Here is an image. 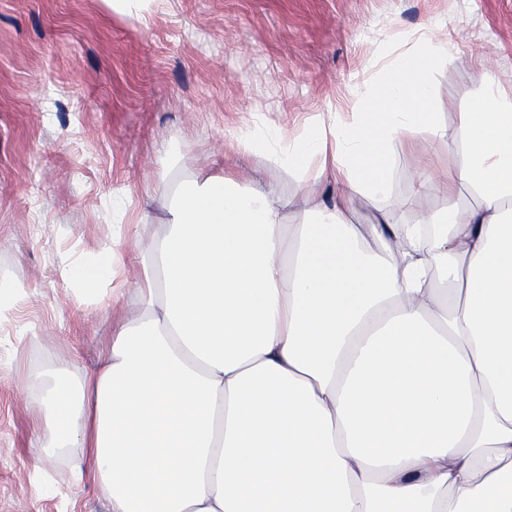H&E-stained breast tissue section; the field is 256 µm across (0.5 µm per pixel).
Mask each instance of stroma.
I'll use <instances>...</instances> for the list:
<instances>
[{"instance_id": "1", "label": "stroma", "mask_w": 512, "mask_h": 512, "mask_svg": "<svg viewBox=\"0 0 512 512\" xmlns=\"http://www.w3.org/2000/svg\"><path fill=\"white\" fill-rule=\"evenodd\" d=\"M425 28L456 51L430 70L433 122L456 126L482 95L480 63L512 93V0H0V281L26 294L0 321V512H108L74 469L81 449L35 446L42 389L21 381L97 367L117 321L141 312V254L125 255L124 297L92 305L63 260L129 239L126 212L164 234L163 205L202 171L260 175L293 202L299 176L272 155L278 133L350 119L382 62ZM463 157L426 126L396 140L389 192L363 215L414 222L469 202L418 192L422 174Z\"/></svg>"}]
</instances>
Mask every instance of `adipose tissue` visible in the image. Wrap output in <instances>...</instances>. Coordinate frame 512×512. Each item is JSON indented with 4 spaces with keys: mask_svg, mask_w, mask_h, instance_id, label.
Returning a JSON list of instances; mask_svg holds the SVG:
<instances>
[{
    "mask_svg": "<svg viewBox=\"0 0 512 512\" xmlns=\"http://www.w3.org/2000/svg\"><path fill=\"white\" fill-rule=\"evenodd\" d=\"M384 65L352 121L316 123L280 160L302 186L199 173L143 260V317L79 382L55 376L35 438L80 448L108 512H512V96L489 69L457 128L466 190L433 237L362 203L387 194L393 142L426 124L430 62ZM120 240L66 274L86 296Z\"/></svg>",
    "mask_w": 512,
    "mask_h": 512,
    "instance_id": "obj_1",
    "label": "adipose tissue"
}]
</instances>
